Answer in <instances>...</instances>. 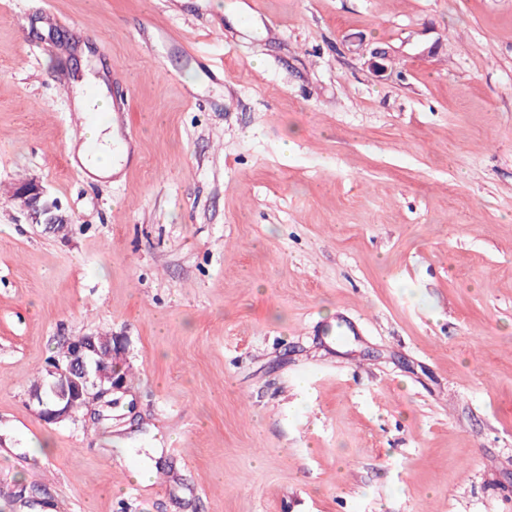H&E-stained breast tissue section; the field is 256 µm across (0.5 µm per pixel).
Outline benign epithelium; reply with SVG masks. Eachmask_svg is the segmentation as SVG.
<instances>
[{
  "label": "benign epithelium",
  "instance_id": "obj_1",
  "mask_svg": "<svg viewBox=\"0 0 512 512\" xmlns=\"http://www.w3.org/2000/svg\"><path fill=\"white\" fill-rule=\"evenodd\" d=\"M13 197L32 224H42L58 235L68 234L72 218L61 203L53 198L46 187L36 179L15 185ZM107 346L112 361L120 360L124 348L113 344L101 334H90L80 342L65 340L59 354L53 357L48 368L49 385L54 395V407L46 405L42 390L29 392L38 404V415L48 423H60L74 418L72 403L82 400L87 404H108L116 391L122 390L121 379L107 363L93 357L99 347Z\"/></svg>",
  "mask_w": 512,
  "mask_h": 512
}]
</instances>
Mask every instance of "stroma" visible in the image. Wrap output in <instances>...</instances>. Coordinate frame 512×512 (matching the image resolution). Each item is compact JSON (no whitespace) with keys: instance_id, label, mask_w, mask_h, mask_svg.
<instances>
[{"instance_id":"35a3bbf8","label":"stroma","mask_w":512,"mask_h":512,"mask_svg":"<svg viewBox=\"0 0 512 512\" xmlns=\"http://www.w3.org/2000/svg\"><path fill=\"white\" fill-rule=\"evenodd\" d=\"M62 69L131 85L117 174ZM30 178L73 224L0 199V512H512V0H0ZM101 332L111 421L45 423ZM110 340L102 334L86 335L81 342L64 340L60 345L59 354L50 360L44 372L31 383V388L44 386L49 400L54 398V407L48 408L42 388L30 391L32 401L38 404V415L48 423H60L73 419L72 403L82 400L84 404H108L115 391L122 390L121 379L117 377L106 362L93 357L99 347L106 344L112 362L121 360L124 348L121 344L114 345L112 334ZM50 365V366H49ZM49 366V368H48ZM49 385L53 395L47 389Z\"/></svg>"}]
</instances>
